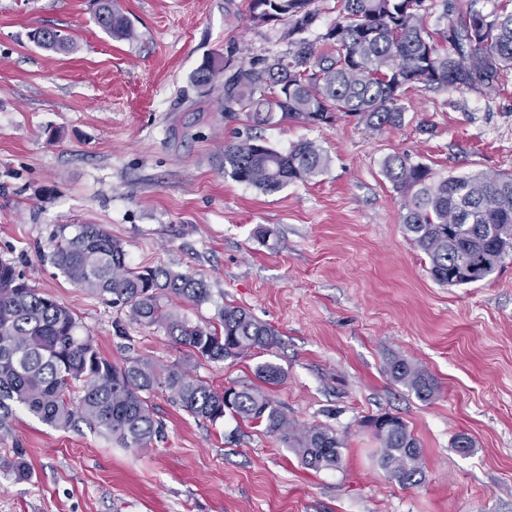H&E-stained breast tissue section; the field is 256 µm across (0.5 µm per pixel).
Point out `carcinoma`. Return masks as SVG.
Wrapping results in <instances>:
<instances>
[{"label":"carcinoma","instance_id":"carcinoma-1","mask_svg":"<svg viewBox=\"0 0 512 512\" xmlns=\"http://www.w3.org/2000/svg\"><path fill=\"white\" fill-rule=\"evenodd\" d=\"M314 0H251L256 25L282 21V54L254 57L228 66L232 55H210L192 77L198 89L224 78V112L247 114L264 125L276 114L311 125L327 124L337 113L379 131L404 122L403 95L420 85L492 91L512 72V10L503 4L490 12L480 0H443L445 24L430 30L424 23L425 0H337L336 20L321 34L323 49L303 34L317 20ZM95 19L119 40L137 33L114 0H97ZM34 43L57 52L72 50L53 28L32 32ZM328 163L322 150L302 142L286 153L258 136L224 146V171L241 183L275 190L317 176ZM386 177L405 197L402 224L414 246L431 264L442 284L467 285L491 276L506 255L471 276L468 268L512 246V173L435 177L423 164L400 156L385 159ZM52 264L72 283L109 298L137 325H157L195 357L219 363L247 356L276 343L275 332L241 307L218 310L219 325L202 326L162 310L160 299L175 295L202 305L209 301L203 280L163 267L139 270L128 264L121 241L96 224H83L71 237L55 242ZM74 314L28 284L15 266L0 261V431L11 429L20 405L41 421L66 429L82 420L126 448H146L160 435L150 396L172 394L190 414L212 424L229 415L262 426L278 436L308 469H337L343 442L321 426L297 429L284 409L258 386L216 390L175 365L144 358L117 364L106 358L92 338L78 334ZM396 382L426 401L434 379L407 359L391 362ZM266 386L285 376L277 364L264 362L255 372ZM372 430L380 465L395 480L413 485L422 475V454L406 423L387 412ZM7 472L28 481L31 468L20 444L11 449Z\"/></svg>","mask_w":512,"mask_h":512}]
</instances>
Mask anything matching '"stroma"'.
<instances>
[{"label":"stroma","mask_w":512,"mask_h":512,"mask_svg":"<svg viewBox=\"0 0 512 512\" xmlns=\"http://www.w3.org/2000/svg\"><path fill=\"white\" fill-rule=\"evenodd\" d=\"M135 41L94 19V0H0V261L72 310L112 362L180 364L214 388L255 383L263 362L284 381L269 395L298 426L344 442L340 468L306 469L279 437L233 418L211 424L170 395L152 403L164 426L126 448L78 425L57 430L16 408L0 456L26 449L32 478L0 471V512H512V257L486 280L448 286L406 235L389 156L438 177L512 173V82L495 94L425 89L402 98V126L373 131L337 115L310 125L275 119L260 131L285 152L310 141L330 162L308 182L266 192L224 173V147L255 131L224 115V88H193L209 54L236 61L285 51L281 22L249 21L250 0H117ZM40 27L73 42L33 43ZM83 224L120 240L134 267L195 274L211 299L163 298L194 324L222 305L271 326L278 343L246 357L191 358L159 326L76 287L47 254ZM401 357L437 381L419 400L386 373ZM388 412L418 440L423 478L402 485L380 468L363 422ZM471 439L469 453L455 448Z\"/></svg>","instance_id":"1"}]
</instances>
